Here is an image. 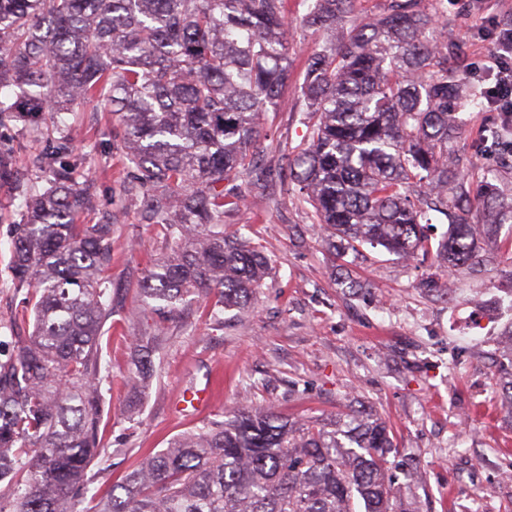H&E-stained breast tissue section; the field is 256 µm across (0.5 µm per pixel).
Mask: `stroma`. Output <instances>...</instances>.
Returning a JSON list of instances; mask_svg holds the SVG:
<instances>
[{
    "mask_svg": "<svg viewBox=\"0 0 512 512\" xmlns=\"http://www.w3.org/2000/svg\"><path fill=\"white\" fill-rule=\"evenodd\" d=\"M498 21L512 22V0H443L439 28L462 58L458 78L465 86L482 85ZM461 117L465 131L449 143V153L469 160L476 180H491L511 199L512 149L496 113L469 109ZM57 125L73 142L78 176L95 180L103 207L116 216L108 271L112 322L102 347L118 411L131 389L136 337L160 341L157 373L132 416L100 424L107 455L96 490H108L177 434L250 403L291 420L322 422L362 408L388 428L394 490L413 512H512V410L502 404L498 374L507 358L500 339L512 334V261L505 252L512 226H501L497 247L480 252L478 266L454 272L450 293L427 285L445 277L436 256L408 261L380 247L356 255L329 248L296 182L280 173L284 154L307 135L302 113L283 105L269 113L256 143L262 173L241 178L245 199L224 214L226 232L241 233L274 260L256 297L216 321L196 302L157 315L139 309L137 298L146 269L165 249V228L141 223L117 198L127 167L112 158L111 114L78 104L58 115ZM0 138L15 147L26 180L43 186L47 174L33 160L45 138L20 125ZM24 221L23 198L0 188V336L9 335L22 308L8 265ZM341 267L359 289L337 285ZM481 300V315L491 323L485 330L466 322ZM207 384L213 391L204 413L178 412L182 390Z\"/></svg>",
    "mask_w": 512,
    "mask_h": 512,
    "instance_id": "35a3bbf8",
    "label": "stroma"
}]
</instances>
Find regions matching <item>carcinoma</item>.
<instances>
[{"instance_id": "obj_1", "label": "carcinoma", "mask_w": 512, "mask_h": 512, "mask_svg": "<svg viewBox=\"0 0 512 512\" xmlns=\"http://www.w3.org/2000/svg\"><path fill=\"white\" fill-rule=\"evenodd\" d=\"M301 28L335 40L306 59L296 111L306 142L285 155L314 223L342 253L369 245L411 259L436 248L460 269L478 257L476 229L496 238L512 200L471 197L470 170L448 156L457 114L481 99L448 77V44L428 39L442 0H385L354 17L355 0H303ZM288 0H0V126L37 125L73 102L112 113V154L128 163L120 199L168 231L144 275L142 310L170 314L204 297L248 305L271 258L224 233V182L257 167L256 139L292 76ZM72 143L50 137L39 188L16 151L0 148V187L25 199L12 284L26 289L33 331L0 360V512H411L385 469L386 427L297 422L249 405L174 437L88 496L98 425L111 414L99 339L112 318V212L96 183L74 178ZM426 185L429 197L407 191ZM450 231L425 235L428 212ZM154 337L139 336L129 369L153 372Z\"/></svg>"}]
</instances>
